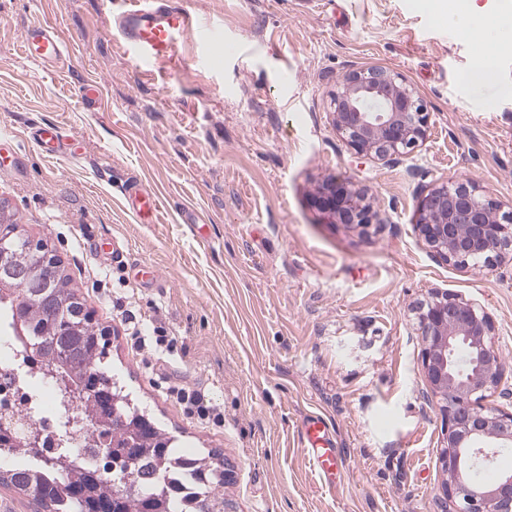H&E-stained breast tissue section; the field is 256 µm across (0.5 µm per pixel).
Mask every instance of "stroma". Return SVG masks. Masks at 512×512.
Returning a JSON list of instances; mask_svg holds the SVG:
<instances>
[{
  "label": "stroma",
  "mask_w": 512,
  "mask_h": 512,
  "mask_svg": "<svg viewBox=\"0 0 512 512\" xmlns=\"http://www.w3.org/2000/svg\"><path fill=\"white\" fill-rule=\"evenodd\" d=\"M168 2L196 28L146 64L102 0H0V203L62 259L131 405L176 451L233 465L227 512H433L441 419L413 306L439 289L485 309L503 368L490 402L512 410V256L444 261L413 216L449 178L512 209V32L485 30L496 76L474 82L466 0ZM35 25L64 40L62 61L26 56ZM370 66L403 75L431 115L424 145L392 162L355 155L332 123L331 92ZM90 79L102 96L87 107ZM45 124L73 152L43 157ZM343 177L368 227L314 206ZM128 183L165 198L157 223L129 209ZM131 317L165 336L156 354L132 347ZM180 388L222 423L189 416ZM312 415L343 460L332 488L299 444Z\"/></svg>",
  "instance_id": "1"
}]
</instances>
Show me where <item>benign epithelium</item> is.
I'll return each instance as SVG.
<instances>
[{"label":"benign epithelium","mask_w":512,"mask_h":512,"mask_svg":"<svg viewBox=\"0 0 512 512\" xmlns=\"http://www.w3.org/2000/svg\"><path fill=\"white\" fill-rule=\"evenodd\" d=\"M336 133L360 156L392 161L422 145L430 113L397 72L367 67L346 73L331 94ZM329 224L366 227L371 206L346 179L323 185L314 198ZM418 235L447 262L490 266L512 254V210L482 195L468 182L446 180L418 201ZM6 239H0V273L25 281L29 272L12 267ZM422 336L421 367L437 400L443 441L438 456L442 496L437 512H512V470H501L489 485L466 475L494 462L512 447V410L484 403L500 385L503 370L488 342L495 325L481 307L435 290L416 307ZM469 365L456 360L460 348Z\"/></svg>","instance_id":"7a95c632"}]
</instances>
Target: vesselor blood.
<instances>
[{"instance_id": "vessel-or-blood-1", "label": "vessel or blood", "mask_w": 512, "mask_h": 512, "mask_svg": "<svg viewBox=\"0 0 512 512\" xmlns=\"http://www.w3.org/2000/svg\"><path fill=\"white\" fill-rule=\"evenodd\" d=\"M124 42L133 46L144 62L171 57L176 43L186 35L192 22L181 9L170 7L166 0H122L114 19ZM24 52L45 62H57L66 52L65 42L52 30L37 27L24 38ZM33 141L48 157L63 153L66 144L57 126L44 125L34 132ZM130 209L145 223H152L160 208L158 197L151 192L130 187L126 190ZM301 445L313 469L327 484H335L343 467L321 417L313 416L300 434Z\"/></svg>"}]
</instances>
